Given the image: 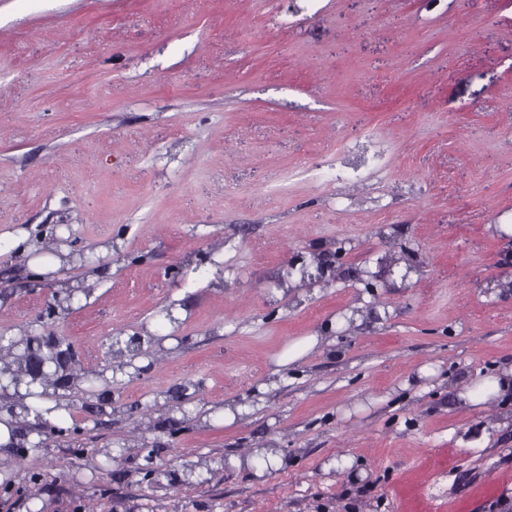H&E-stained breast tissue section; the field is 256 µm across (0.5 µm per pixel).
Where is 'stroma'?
Segmentation results:
<instances>
[{"label": "stroma", "mask_w": 512, "mask_h": 512, "mask_svg": "<svg viewBox=\"0 0 512 512\" xmlns=\"http://www.w3.org/2000/svg\"><path fill=\"white\" fill-rule=\"evenodd\" d=\"M508 224L512 0H0V336L120 369L0 512H504Z\"/></svg>", "instance_id": "stroma-1"}]
</instances>
